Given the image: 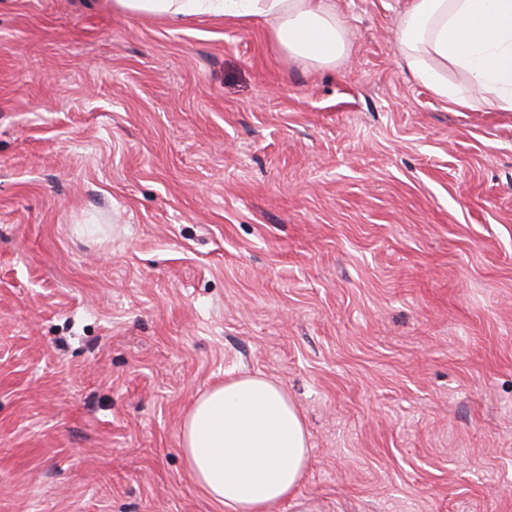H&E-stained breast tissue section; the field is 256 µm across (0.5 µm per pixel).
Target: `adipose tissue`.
<instances>
[{
  "mask_svg": "<svg viewBox=\"0 0 512 512\" xmlns=\"http://www.w3.org/2000/svg\"><path fill=\"white\" fill-rule=\"evenodd\" d=\"M116 8L176 22L193 15L270 24L276 46L305 64L333 66L348 53L333 0H113ZM398 57L415 80L459 111L474 103L512 112V0H408ZM453 67L467 85L450 83ZM179 444L196 485L224 512H270L296 498L310 458L303 418L281 386L261 375L203 392L180 426Z\"/></svg>",
  "mask_w": 512,
  "mask_h": 512,
  "instance_id": "1",
  "label": "adipose tissue"
}]
</instances>
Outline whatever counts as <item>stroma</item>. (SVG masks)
I'll list each match as a JSON object with an SVG mask.
<instances>
[{
	"label": "stroma",
	"instance_id": "35a3bbf8",
	"mask_svg": "<svg viewBox=\"0 0 512 512\" xmlns=\"http://www.w3.org/2000/svg\"><path fill=\"white\" fill-rule=\"evenodd\" d=\"M0 0V512H224L200 393L302 412L313 512H512V112L335 0L333 67L260 18Z\"/></svg>",
	"mask_w": 512,
	"mask_h": 512
}]
</instances>
